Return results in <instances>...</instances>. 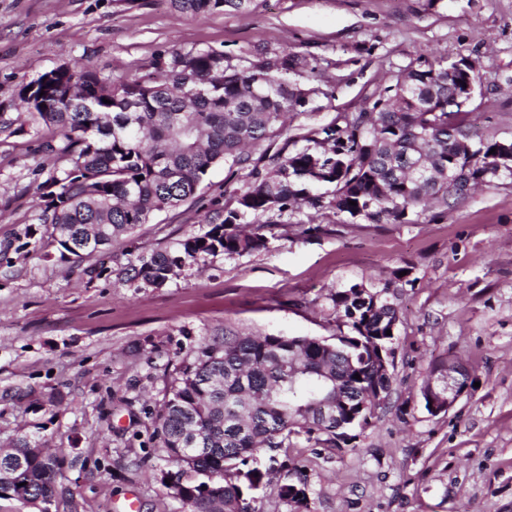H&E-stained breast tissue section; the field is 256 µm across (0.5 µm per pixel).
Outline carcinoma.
<instances>
[{
    "label": "carcinoma",
    "instance_id": "carcinoma-1",
    "mask_svg": "<svg viewBox=\"0 0 512 512\" xmlns=\"http://www.w3.org/2000/svg\"><path fill=\"white\" fill-rule=\"evenodd\" d=\"M186 15L244 11L252 0H170ZM298 58L285 53L272 61L236 63L208 49L173 51L128 80H109L90 64L60 67L33 95L19 92L36 123L57 129L68 165L49 171L40 184L39 223L51 229L60 258L90 257L122 235L130 236L158 212L197 198L208 173L224 164L245 170L246 182L227 202L203 208L207 229L174 246L138 254L124 281L162 288L192 265L218 256L251 255L268 249L274 227L288 223L303 204L321 197L312 184L334 186L326 207L371 224H414L432 207L448 206L450 167L461 165L473 185L512 175L495 173L499 139L464 119L466 105L454 98L479 74L448 79V61L420 55L374 101L372 111L345 118L344 126L302 136L321 145L289 149L281 137L283 117L308 103L307 92L288 74ZM473 147L458 159L448 125ZM264 148L259 161L249 149ZM357 205L351 206L349 202ZM249 215L268 217L246 231ZM359 285L330 296L339 332L333 340L306 336H215L201 356L183 365L153 417L152 437L177 499L187 512H259L254 491L278 482V498L290 512H310L309 481L299 470L288 475V452L301 436L336 449L350 435L338 421L365 427L387 398L392 377L374 367L380 354L394 352L398 323L390 288L375 308L365 306ZM360 378H354V375ZM24 456L12 493L55 500L74 509L73 497L58 487L56 460L13 447Z\"/></svg>",
    "mask_w": 512,
    "mask_h": 512
}]
</instances>
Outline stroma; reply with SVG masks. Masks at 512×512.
Masks as SVG:
<instances>
[{"instance_id": "obj_1", "label": "stroma", "mask_w": 512, "mask_h": 512, "mask_svg": "<svg viewBox=\"0 0 512 512\" xmlns=\"http://www.w3.org/2000/svg\"><path fill=\"white\" fill-rule=\"evenodd\" d=\"M231 60L298 56L299 88L321 96L289 113L295 138L364 111L422 53L479 62L469 120L512 139V0H254L245 13L193 17L169 0H0V448L44 443L65 460L77 512H182L160 478L151 417L183 363L220 331L336 335L331 293L390 285L399 322L391 392L343 450L300 440L313 512H512V182L450 201L417 224H368L302 208L267 251L217 256L163 288L122 281L130 253L200 230L198 203L228 200L244 174L214 167L198 203L162 211L94 258L28 245L38 186L64 159L33 124L20 89L64 64L110 79L172 50ZM305 225L314 233L302 234ZM454 355L475 383L431 416L429 366Z\"/></svg>"}]
</instances>
